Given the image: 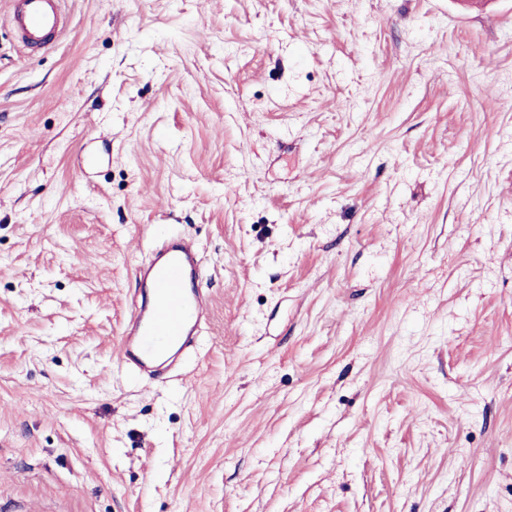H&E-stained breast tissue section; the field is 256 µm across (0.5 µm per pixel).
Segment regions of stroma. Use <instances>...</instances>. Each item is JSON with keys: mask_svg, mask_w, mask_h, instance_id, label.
I'll list each match as a JSON object with an SVG mask.
<instances>
[{"mask_svg": "<svg viewBox=\"0 0 512 512\" xmlns=\"http://www.w3.org/2000/svg\"><path fill=\"white\" fill-rule=\"evenodd\" d=\"M64 9L32 54L0 0V512H512V0ZM195 272V256L181 244L160 251L142 271L149 294L134 305L132 330L121 336L120 362L125 369L156 380L180 365L195 346L209 302L202 291L187 287Z\"/></svg>", "mask_w": 512, "mask_h": 512, "instance_id": "obj_1", "label": "stroma"}]
</instances>
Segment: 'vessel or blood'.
<instances>
[{
	"instance_id": "obj_1",
	"label": "vessel or blood",
	"mask_w": 512,
	"mask_h": 512,
	"mask_svg": "<svg viewBox=\"0 0 512 512\" xmlns=\"http://www.w3.org/2000/svg\"><path fill=\"white\" fill-rule=\"evenodd\" d=\"M63 0H11L10 22L23 47L45 50L64 29ZM189 247L172 244L160 251L142 272L149 292L135 304L132 329L121 338L122 366L155 380L181 364L196 344L205 324L208 298L188 288L195 273Z\"/></svg>"
}]
</instances>
